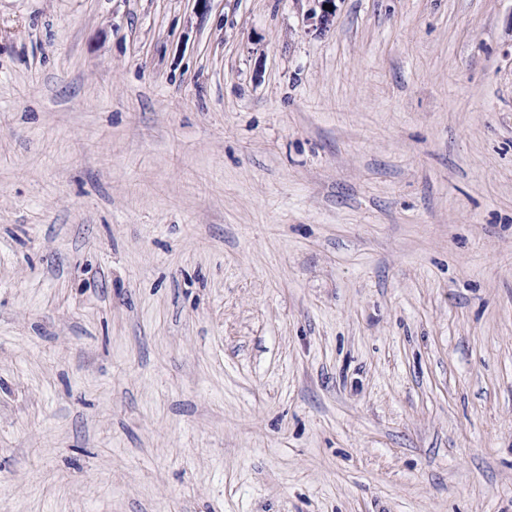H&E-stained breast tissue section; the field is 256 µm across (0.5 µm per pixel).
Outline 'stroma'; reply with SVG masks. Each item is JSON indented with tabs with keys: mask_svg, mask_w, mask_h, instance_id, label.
<instances>
[{
	"mask_svg": "<svg viewBox=\"0 0 512 512\" xmlns=\"http://www.w3.org/2000/svg\"><path fill=\"white\" fill-rule=\"evenodd\" d=\"M0 0V512H512V0Z\"/></svg>",
	"mask_w": 512,
	"mask_h": 512,
	"instance_id": "obj_1",
	"label": "stroma"
}]
</instances>
